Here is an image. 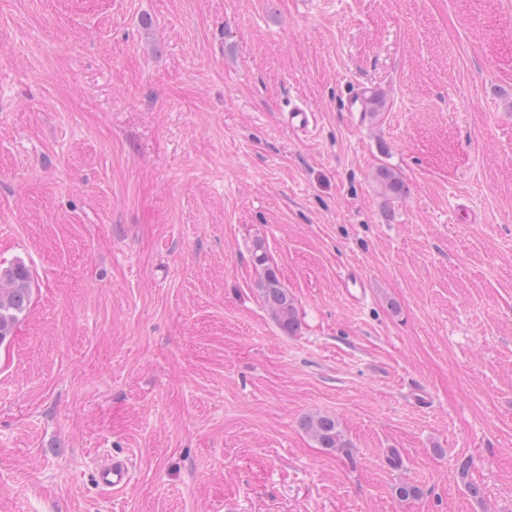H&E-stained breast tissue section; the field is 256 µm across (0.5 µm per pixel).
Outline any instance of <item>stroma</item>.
<instances>
[{
    "instance_id": "obj_1",
    "label": "stroma",
    "mask_w": 512,
    "mask_h": 512,
    "mask_svg": "<svg viewBox=\"0 0 512 512\" xmlns=\"http://www.w3.org/2000/svg\"><path fill=\"white\" fill-rule=\"evenodd\" d=\"M15 261L0 512H512V0H0ZM280 121L289 131L300 133L309 130L317 122V114L303 102L288 104V109L279 113ZM251 257L259 273L258 289L270 316L284 333L296 334L300 328L297 304L271 264L262 242L253 244ZM32 295L30 270L22 262L0 267V346L13 336ZM302 427L321 448L339 451L347 446L335 417L323 414L308 415L303 419ZM98 483L114 493L123 491L132 481V466L129 459L112 458L98 468Z\"/></svg>"
}]
</instances>
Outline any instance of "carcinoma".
Returning <instances> with one entry per match:
<instances>
[{"label":"carcinoma","mask_w":512,"mask_h":512,"mask_svg":"<svg viewBox=\"0 0 512 512\" xmlns=\"http://www.w3.org/2000/svg\"><path fill=\"white\" fill-rule=\"evenodd\" d=\"M376 179L394 196L406 192L403 180L388 168L379 169ZM251 257L259 273L258 289L270 316L284 333L296 334L300 328L297 304L271 264L262 242L253 244ZM31 295V274L24 263L0 267V346L13 336L20 317L28 309ZM302 427L321 448L339 451L347 446L340 424L332 416L308 415L303 419Z\"/></svg>","instance_id":"cac0c4a2"}]
</instances>
